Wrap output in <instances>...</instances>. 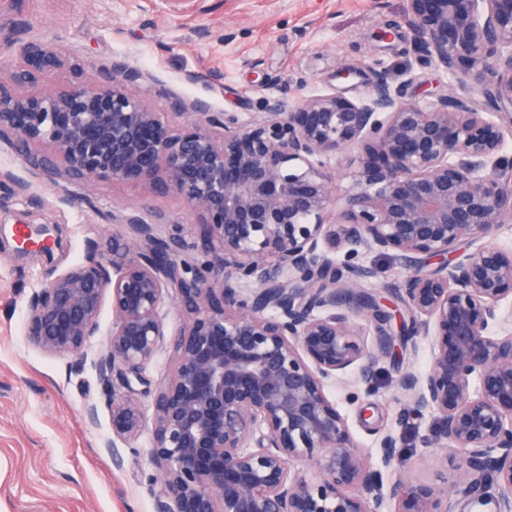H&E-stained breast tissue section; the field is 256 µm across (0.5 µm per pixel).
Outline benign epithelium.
Returning <instances> with one entry per match:
<instances>
[{"label": "benign epithelium", "mask_w": 512, "mask_h": 512, "mask_svg": "<svg viewBox=\"0 0 512 512\" xmlns=\"http://www.w3.org/2000/svg\"><path fill=\"white\" fill-rule=\"evenodd\" d=\"M424 36L420 58L448 70L464 94L429 107L407 84L373 73L366 97L283 95L245 121L190 105L179 128L136 93L143 73L124 60L94 81L31 88L65 66L50 44L28 41L0 76V143L36 165L85 182H133L181 198L197 218L190 245L136 212L112 242L50 274L27 300L35 350L82 366L112 327L96 368L105 396L112 465L118 445L150 432L156 512H512V249L493 236L512 220V0H407ZM360 154L351 190L335 196L328 161ZM16 251L52 253L48 224H28ZM367 252L395 253L412 273L398 288L409 314L404 342L431 339L429 371L401 372L403 428L436 418L431 448H454L451 486L403 477L383 488L327 387L353 368L363 397L393 356V315L360 288L377 276ZM440 259L431 271L422 257ZM186 325L172 332L167 307ZM373 326L363 339L358 321ZM168 353L171 372L146 369ZM151 397L147 412L142 397ZM383 462L405 466L400 438L381 440ZM301 460L310 480L291 469Z\"/></svg>", "instance_id": "obj_1"}]
</instances>
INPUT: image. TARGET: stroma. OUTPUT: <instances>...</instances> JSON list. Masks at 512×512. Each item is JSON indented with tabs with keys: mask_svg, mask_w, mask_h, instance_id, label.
Listing matches in <instances>:
<instances>
[{
	"mask_svg": "<svg viewBox=\"0 0 512 512\" xmlns=\"http://www.w3.org/2000/svg\"><path fill=\"white\" fill-rule=\"evenodd\" d=\"M386 23L397 27L406 44L422 38L410 24L407 0H0V24L16 28L18 42L45 41L78 57L83 79L97 78L119 58L147 74L140 98L169 122L178 101L201 99L213 111L247 118L259 112L262 100L285 92L302 97L333 88L364 98L363 79H338L347 65L408 81L412 100L431 102L447 94L454 79L445 69L376 41ZM133 211L186 237L197 222L172 195L48 174L0 145V512L154 510L148 437L124 449L125 466L114 470L102 446L108 419L91 426L83 417L84 405L103 397L93 363L72 371L66 361L31 348L24 333L32 289L51 271L81 262L90 242L118 235L117 218ZM26 223L58 225L62 245L52 259L16 253L14 229ZM364 259L378 270L366 290L392 313L403 312L395 289L407 268L389 254L372 252ZM430 362V341L421 337L379 363L375 396L351 399L354 371L347 385L329 389L384 485L401 474L382 461L380 440L390 432L409 452L408 475L438 484L460 475L457 454L423 444L433 416L415 428L398 426L403 400L395 380L410 367L427 372Z\"/></svg>",
	"mask_w": 512,
	"mask_h": 512,
	"instance_id": "35a3bbf8",
	"label": "stroma"
}]
</instances>
